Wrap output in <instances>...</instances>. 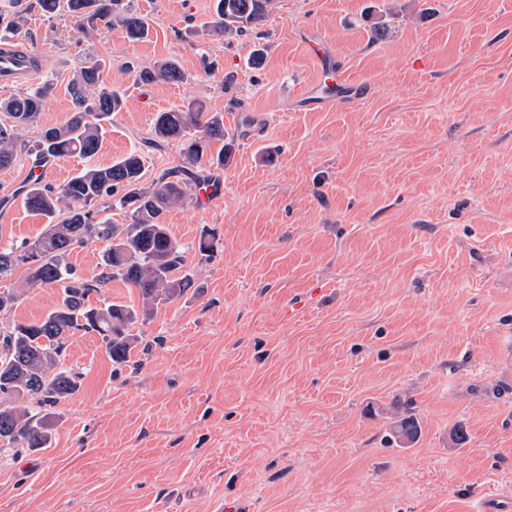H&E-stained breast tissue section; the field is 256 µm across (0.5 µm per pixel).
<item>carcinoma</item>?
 I'll return each mask as SVG.
<instances>
[{"instance_id": "carcinoma-1", "label": "carcinoma", "mask_w": 512, "mask_h": 512, "mask_svg": "<svg viewBox=\"0 0 512 512\" xmlns=\"http://www.w3.org/2000/svg\"><path fill=\"white\" fill-rule=\"evenodd\" d=\"M18 0L0 3V29L16 34L21 16L9 11ZM274 0H216V20L202 34L233 37L261 24ZM49 17L63 12L74 21L77 33L122 28L130 40L149 34L145 18L124 0H39ZM140 82L181 83L184 72L172 59L156 62L138 73ZM53 84L46 82L20 95L0 100V112L9 118L0 123V170L13 167L20 156L33 158L44 167L63 157H93L99 151L112 117L122 111L124 96L103 77L102 65L93 60L77 69L68 83L73 105L61 124L42 127L38 139H23L24 132L38 125ZM177 143L179 167L160 172L146 187L143 184L144 156L137 149L105 166H89L59 189L29 179L21 186L24 204L43 216L45 225L35 237L8 248L0 247V280L22 268L31 287L56 286L60 299L43 318L31 323H5L0 327V442L20 452L45 448L49 443V414L36 417L34 407L55 406L75 394L78 375L63 366L66 340L77 331L95 332L112 362L130 363L137 337L129 334L134 324L153 315L159 305L171 303L195 287L184 270V246L171 234L164 215L194 191L198 172L222 168L233 153L224 143V115L203 111L189 102L156 114L148 146L162 150ZM222 143L217 152L211 144ZM97 212L112 208L125 211L127 224L99 219ZM93 242L105 244L102 273L90 283L69 262L71 251ZM217 240L204 233L198 240L200 259L208 260ZM120 280L139 291L140 305L121 303L94 306L90 294L108 282ZM419 425L411 415L397 416L390 436L412 443Z\"/></svg>"}]
</instances>
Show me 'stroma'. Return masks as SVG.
<instances>
[{"instance_id": "1", "label": "stroma", "mask_w": 512, "mask_h": 512, "mask_svg": "<svg viewBox=\"0 0 512 512\" xmlns=\"http://www.w3.org/2000/svg\"><path fill=\"white\" fill-rule=\"evenodd\" d=\"M213 2L131 0L150 26L132 42L22 0L34 81L57 84L40 125L69 117L90 58L126 99L93 164L190 101L223 113L234 155L205 173L220 198L166 214L197 292L133 328L132 365L70 337L80 388L48 447L0 452V512H512V0H275L230 40L200 32ZM314 39L347 106L303 102L325 75ZM168 58L184 82L137 81ZM43 224L15 199L0 246ZM7 288L20 322L58 301L19 271ZM403 403L420 423L405 447ZM390 436L396 442L413 443L418 437L419 425L412 415L397 416L390 425Z\"/></svg>"}]
</instances>
